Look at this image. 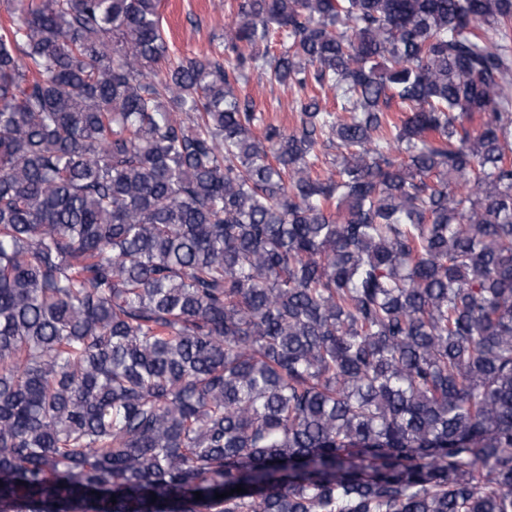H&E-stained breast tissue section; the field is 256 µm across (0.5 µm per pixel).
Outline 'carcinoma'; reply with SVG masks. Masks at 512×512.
Segmentation results:
<instances>
[{
	"label": "carcinoma",
	"instance_id": "obj_1",
	"mask_svg": "<svg viewBox=\"0 0 512 512\" xmlns=\"http://www.w3.org/2000/svg\"><path fill=\"white\" fill-rule=\"evenodd\" d=\"M511 83L512 0H14L0 512H512ZM163 25L176 55L224 49V26L243 0H161ZM244 92L252 98L256 112L261 113L265 120L275 121L287 131H291L298 124L299 113L292 111L289 105L290 93L279 85L270 83L264 75L252 73ZM287 98L288 108L278 107V100L284 105Z\"/></svg>",
	"mask_w": 512,
	"mask_h": 512
}]
</instances>
